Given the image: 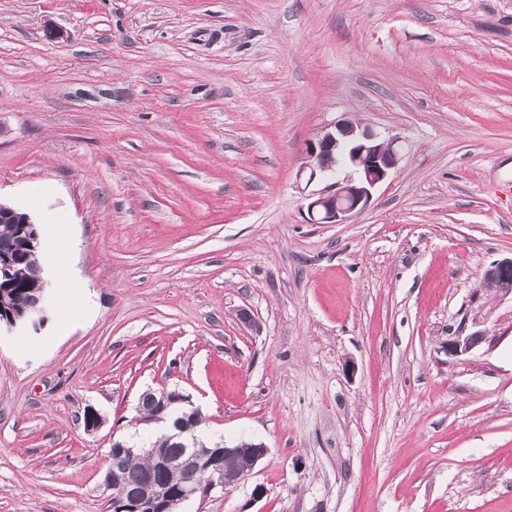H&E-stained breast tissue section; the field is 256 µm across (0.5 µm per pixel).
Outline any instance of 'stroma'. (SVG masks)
<instances>
[{
    "label": "stroma",
    "instance_id": "1",
    "mask_svg": "<svg viewBox=\"0 0 512 512\" xmlns=\"http://www.w3.org/2000/svg\"><path fill=\"white\" fill-rule=\"evenodd\" d=\"M345 118L400 161L308 223ZM0 200L90 306L0 334V512H112L162 389L269 448L178 512H512V0H0ZM462 321L495 343L447 360ZM489 286L495 288L501 297L512 298V257L492 263L483 276ZM175 396L176 394H169L166 391H145L140 396L138 405L139 412L142 415L141 421L152 422L164 420L166 418L165 412L169 405L179 401Z\"/></svg>",
    "mask_w": 512,
    "mask_h": 512
}]
</instances>
